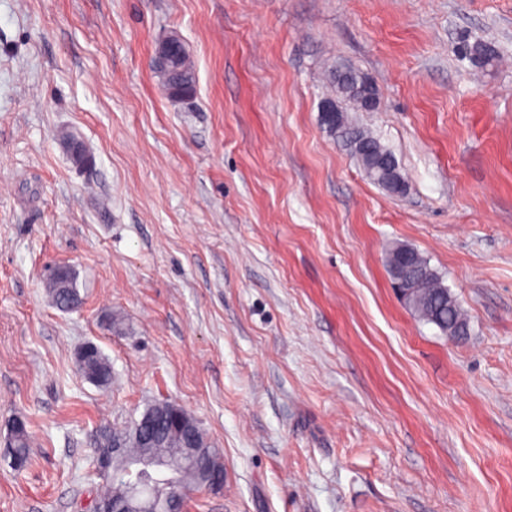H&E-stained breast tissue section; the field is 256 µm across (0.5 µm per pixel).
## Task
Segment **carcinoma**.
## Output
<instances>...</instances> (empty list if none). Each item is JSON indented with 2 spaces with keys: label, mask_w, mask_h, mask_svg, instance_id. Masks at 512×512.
Here are the masks:
<instances>
[{
  "label": "carcinoma",
  "mask_w": 512,
  "mask_h": 512,
  "mask_svg": "<svg viewBox=\"0 0 512 512\" xmlns=\"http://www.w3.org/2000/svg\"><path fill=\"white\" fill-rule=\"evenodd\" d=\"M462 52L473 64L481 67L491 64L498 57L497 49L482 41L464 45ZM169 70L174 86L186 89L195 86V66L189 55L171 54ZM332 83L356 108L363 107V95L358 91L354 80L335 73ZM322 120L336 141L346 142L352 153L368 164L374 173H383L381 160L391 154V151L376 137L363 129L357 130L344 123L338 125L336 119L328 115L322 116ZM388 267L393 281L401 284L402 298L410 310L423 321L435 325L444 336L456 341L465 339L469 330L467 315L425 256L412 249L392 250L388 257ZM46 290L53 304L61 311H71L82 304L83 297L77 277L71 270L51 274L46 282ZM77 362L80 372L95 385L106 387L111 384V366L98 347L79 352ZM144 413L150 415L154 422L153 447L149 449L136 438L135 421L122 429L104 427L100 430L102 442L108 443L112 441V437L118 436L125 440V445L120 452L112 455V474L109 476L102 470L99 459H94L97 473L108 476V485L98 496L99 500L110 502L120 498L123 475L146 452L172 457L179 455L185 445L196 443L201 448L203 460L223 467L219 449L207 439L195 437V433L201 431L200 425L183 408L171 402H157L149 405ZM30 447L31 435L26 421L14 420L12 447L7 449V454L15 468L21 469L27 465ZM204 487L206 479L197 466L181 464L173 472L171 489L182 499L188 491Z\"/></svg>",
  "instance_id": "1"
}]
</instances>
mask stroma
I'll return each mask as SVG.
<instances>
[{"label":"stroma","mask_w":512,"mask_h":512,"mask_svg":"<svg viewBox=\"0 0 512 512\" xmlns=\"http://www.w3.org/2000/svg\"><path fill=\"white\" fill-rule=\"evenodd\" d=\"M171 34L187 100L152 68ZM340 65L378 90L348 116L404 195L322 123ZM398 244L465 341L398 298ZM58 265L78 310L44 288ZM158 400L224 458L184 512H512V0H0V437L32 435L0 512H93L91 432ZM462 52L465 57L480 67L490 65L498 57L497 49L485 42L476 41L473 44H464ZM169 70L171 72V80L174 86L169 87L168 85L161 84L162 90L165 94L171 98H189L192 96V92L183 90L192 89L195 86L196 75L195 66L188 54L179 55L178 53H171L169 58ZM395 248L389 253V272L394 283L401 284L407 307L423 321L434 324L444 336L456 341L465 339L467 315L429 260L416 250ZM45 287L53 304L61 311H71L82 304L77 277L71 269L51 274ZM80 372L95 385L106 387L112 382V369L97 346L78 354Z\"/></svg>","instance_id":"obj_1"}]
</instances>
